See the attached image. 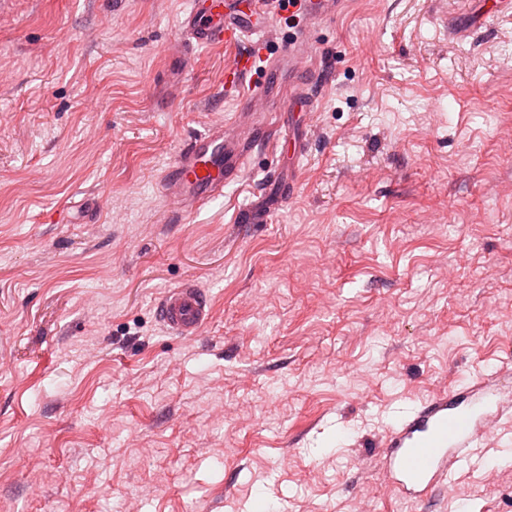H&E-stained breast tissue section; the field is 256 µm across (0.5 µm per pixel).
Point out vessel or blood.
<instances>
[{"label":"vessel or blood","instance_id":"1","mask_svg":"<svg viewBox=\"0 0 512 512\" xmlns=\"http://www.w3.org/2000/svg\"><path fill=\"white\" fill-rule=\"evenodd\" d=\"M270 0H189L180 30L196 47L228 46L236 53L226 66V82L246 88L248 100L269 94L267 81L282 62L308 56L304 37H296L287 57L271 58L256 70L255 52L268 35ZM273 124L268 112H256L248 130L239 123H213L191 138L163 170L161 189L169 205L167 218L186 222L210 201L222 197L227 185L241 181L257 136ZM210 300L195 284L168 289L157 303L163 327L177 336L198 335L210 316ZM512 399V386L483 385L445 392L422 402L399 427L383 439L380 465L395 490L416 501L469 461L495 407Z\"/></svg>","mask_w":512,"mask_h":512}]
</instances>
